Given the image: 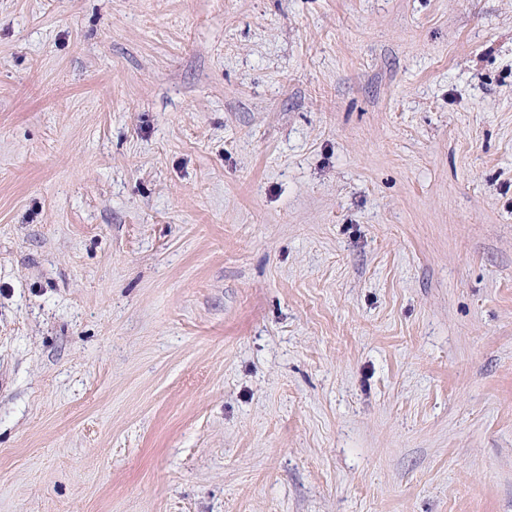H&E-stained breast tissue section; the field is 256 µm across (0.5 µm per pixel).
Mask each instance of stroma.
<instances>
[{"label":"stroma","mask_w":512,"mask_h":512,"mask_svg":"<svg viewBox=\"0 0 512 512\" xmlns=\"http://www.w3.org/2000/svg\"><path fill=\"white\" fill-rule=\"evenodd\" d=\"M0 512H512V0H0Z\"/></svg>","instance_id":"35a3bbf8"}]
</instances>
